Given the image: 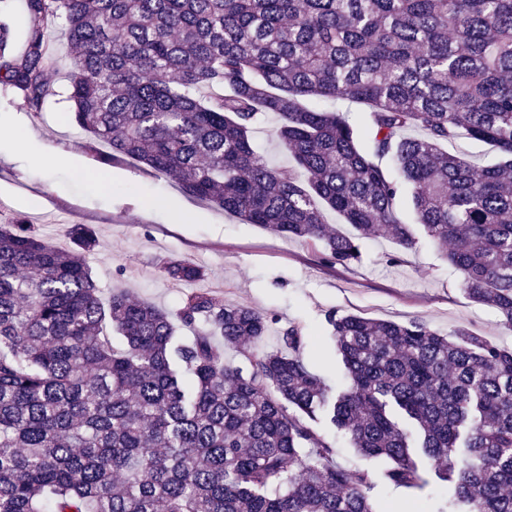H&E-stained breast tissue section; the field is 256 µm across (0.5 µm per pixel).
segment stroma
I'll list each match as a JSON object with an SVG mask.
<instances>
[{
  "label": "stroma",
  "instance_id": "stroma-1",
  "mask_svg": "<svg viewBox=\"0 0 512 512\" xmlns=\"http://www.w3.org/2000/svg\"><path fill=\"white\" fill-rule=\"evenodd\" d=\"M53 88L40 116L21 99L0 94V221L25 218L61 247L71 244L74 225L93 229L97 247L85 255L102 299L130 295L176 312L187 283L167 280L164 260L187 259L205 269L203 288L224 300L273 315L256 351L275 348L281 328L299 325L305 334L304 364L335 385L340 358L324 321L327 311L406 323L420 320L432 329H464L502 348H512V331L500 324L492 307L478 304L461 290L458 272L430 242L420 241L400 263H388L394 240L382 236L363 247L360 263L327 265L318 246L286 239L245 224L214 205L185 194L170 179L137 165L102 164V146L64 114L62 73L49 74ZM27 129L32 141L15 139ZM62 155L50 170L32 166L41 150ZM107 167L109 189L85 177L88 169ZM38 198V208L26 207ZM371 495L381 512H419L440 498L438 487L407 490L377 482Z\"/></svg>",
  "mask_w": 512,
  "mask_h": 512
}]
</instances>
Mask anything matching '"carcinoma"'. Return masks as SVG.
Here are the masks:
<instances>
[{
  "instance_id": "cac0c4a2",
  "label": "carcinoma",
  "mask_w": 512,
  "mask_h": 512,
  "mask_svg": "<svg viewBox=\"0 0 512 512\" xmlns=\"http://www.w3.org/2000/svg\"><path fill=\"white\" fill-rule=\"evenodd\" d=\"M0 93L44 111L65 23L73 122L246 224L358 263L364 240L432 242L468 298L512 330V0H25ZM366 106L364 129L343 112ZM294 165L251 131L267 114ZM491 144L477 167L448 152ZM332 210L345 233L324 221ZM22 218L0 224V512H377L372 472L332 462L318 424L389 462L407 490L432 471L423 512H512V349L423 321L325 314L343 366L330 390L296 357L290 326L257 355L271 316L196 288L171 314L126 292L108 302L84 254ZM176 282L204 279L166 260ZM203 326L189 342L174 321ZM245 342L236 365L212 334ZM11 9L14 22L13 47L15 51H21L25 45L27 29L26 12L22 0H14ZM448 150L464 153L479 165L491 164L496 156V151L490 145L468 139H459L448 144Z\"/></svg>"
}]
</instances>
